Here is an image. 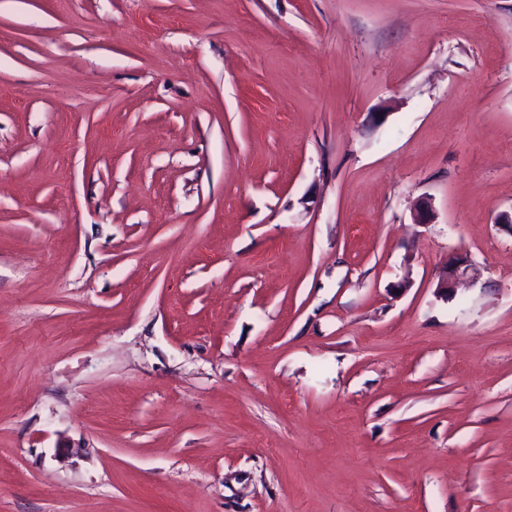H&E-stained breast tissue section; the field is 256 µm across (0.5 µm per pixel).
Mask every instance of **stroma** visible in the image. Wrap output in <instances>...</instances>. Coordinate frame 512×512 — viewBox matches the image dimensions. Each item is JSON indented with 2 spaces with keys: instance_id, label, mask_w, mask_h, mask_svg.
Masks as SVG:
<instances>
[{
  "instance_id": "stroma-1",
  "label": "stroma",
  "mask_w": 512,
  "mask_h": 512,
  "mask_svg": "<svg viewBox=\"0 0 512 512\" xmlns=\"http://www.w3.org/2000/svg\"><path fill=\"white\" fill-rule=\"evenodd\" d=\"M510 211L512 0H0V512H512ZM478 276V270L466 257L455 256L448 261L446 269L440 275L438 288L452 293L462 281L473 286Z\"/></svg>"
}]
</instances>
